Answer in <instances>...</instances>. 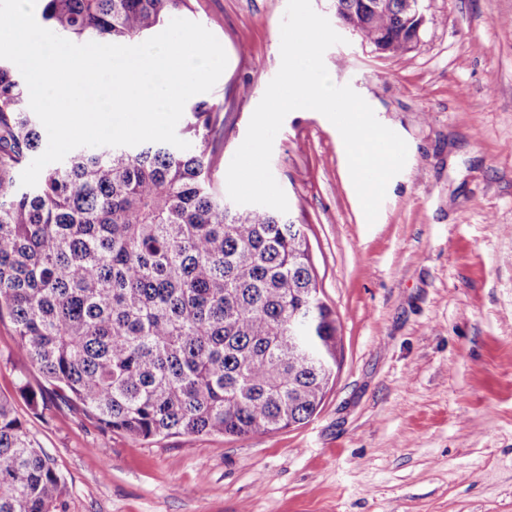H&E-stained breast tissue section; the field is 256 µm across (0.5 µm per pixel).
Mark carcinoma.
Here are the masks:
<instances>
[{
	"mask_svg": "<svg viewBox=\"0 0 512 512\" xmlns=\"http://www.w3.org/2000/svg\"><path fill=\"white\" fill-rule=\"evenodd\" d=\"M69 39L137 41L191 0H41ZM387 55L403 54L410 0H334ZM25 82L0 59V316L22 360L101 432L150 440L246 436L302 424L333 375L288 347L317 287L301 229L269 208L225 204L211 182L221 106L195 103L190 147L80 149L44 181L19 170L41 148ZM302 342L336 359L325 305ZM65 487L0 399V512H58Z\"/></svg>",
	"mask_w": 512,
	"mask_h": 512,
	"instance_id": "obj_1",
	"label": "carcinoma"
}]
</instances>
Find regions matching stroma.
<instances>
[{"label": "stroma", "mask_w": 512, "mask_h": 512, "mask_svg": "<svg viewBox=\"0 0 512 512\" xmlns=\"http://www.w3.org/2000/svg\"><path fill=\"white\" fill-rule=\"evenodd\" d=\"M404 55L345 32L324 62L408 145L367 224L343 141L290 112L272 173L310 246L341 339L305 423L245 437L102 434L51 396L0 320V397L62 476L65 512H512V0H422ZM287 0H192L224 47L206 98L229 164L281 65Z\"/></svg>", "instance_id": "obj_1"}]
</instances>
